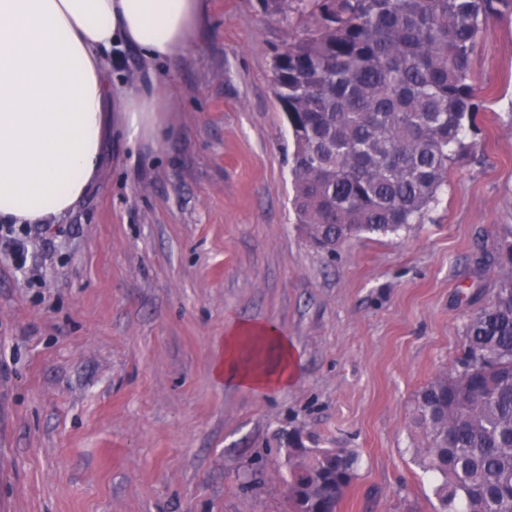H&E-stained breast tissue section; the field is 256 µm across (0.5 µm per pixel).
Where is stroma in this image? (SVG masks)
<instances>
[{
	"mask_svg": "<svg viewBox=\"0 0 512 512\" xmlns=\"http://www.w3.org/2000/svg\"><path fill=\"white\" fill-rule=\"evenodd\" d=\"M299 31L260 0H206L178 59L107 52L113 82L156 77L168 124L134 145L110 129L94 187L33 229L24 267L0 242V512H292L291 432L358 452L336 512H434L414 396L512 283V18L475 48L474 157L421 223L332 254L289 203L273 64ZM243 323L287 337L288 389L218 377Z\"/></svg>",
	"mask_w": 512,
	"mask_h": 512,
	"instance_id": "stroma-1",
	"label": "stroma"
}]
</instances>
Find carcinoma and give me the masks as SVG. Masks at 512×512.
Listing matches in <instances>:
<instances>
[{"instance_id": "1", "label": "carcinoma", "mask_w": 512, "mask_h": 512, "mask_svg": "<svg viewBox=\"0 0 512 512\" xmlns=\"http://www.w3.org/2000/svg\"><path fill=\"white\" fill-rule=\"evenodd\" d=\"M310 18L274 59V93L294 141L292 207L331 251L361 233L420 222L477 132L474 52L512 0H261ZM415 463L435 512H512V283L465 324L463 354L420 388ZM288 447L294 512H336L355 475L350 448Z\"/></svg>"}]
</instances>
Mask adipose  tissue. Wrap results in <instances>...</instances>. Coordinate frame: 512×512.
Returning a JSON list of instances; mask_svg holds the SVG:
<instances>
[{
    "mask_svg": "<svg viewBox=\"0 0 512 512\" xmlns=\"http://www.w3.org/2000/svg\"><path fill=\"white\" fill-rule=\"evenodd\" d=\"M205 0H0V223L42 224L67 213L103 162L110 109L129 141L158 137L167 122L157 82L113 86L105 53L137 49L146 60H174L190 47ZM280 352L276 370L235 367L244 340ZM218 374L260 390L294 381L286 337L246 324L224 338Z\"/></svg>",
    "mask_w": 512,
    "mask_h": 512,
    "instance_id": "1",
    "label": "adipose tissue"
}]
</instances>
